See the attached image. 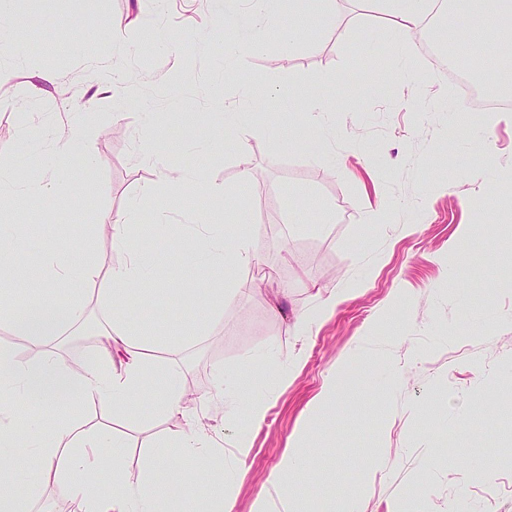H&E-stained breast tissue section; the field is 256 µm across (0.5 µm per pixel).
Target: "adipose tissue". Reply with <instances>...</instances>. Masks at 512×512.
Returning a JSON list of instances; mask_svg holds the SVG:
<instances>
[{
    "instance_id": "ef3b65f1",
    "label": "adipose tissue",
    "mask_w": 512,
    "mask_h": 512,
    "mask_svg": "<svg viewBox=\"0 0 512 512\" xmlns=\"http://www.w3.org/2000/svg\"><path fill=\"white\" fill-rule=\"evenodd\" d=\"M371 2L391 18L402 34L421 28L429 17L446 7L445 0ZM478 26L491 34L507 68L494 70L481 60L474 42V29ZM449 40L456 52L467 55L471 70L480 81L504 94L512 93V0H456ZM138 210V203H134L107 219L112 227V246L124 252L126 258L112 268L100 291L105 319L101 333L125 345L123 360L114 361L104 351L76 371L54 352L57 336L81 326L84 319L82 288L93 279L95 271L91 263L79 259L81 244H55L48 252L53 279L71 288V298L63 310L36 299L17 314L7 303L0 302V319L39 350L35 362L26 364L0 350V512H28L32 499L46 483L55 485L73 503V512H176L170 491L174 483L181 487L183 499L192 504L193 512H234L235 503L227 492L224 473L197 482L186 473L172 470L171 456L175 453L193 460L200 459L206 451L213 457L221 456V449L202 428L193 426L170 436L164 445L153 450L150 471L134 480L119 464L109 465L104 460L117 446L112 433H93L73 422L51 428L41 425L25 436L15 427L21 402H62L74 388L111 412L126 414L148 378L157 374L162 375L163 384L154 398L155 411L167 416L186 415L185 394L175 373L162 359L143 353L137 332L124 314L130 291L144 287L147 280L135 232ZM190 233L192 243L205 249L210 267L223 273L225 294L233 295L232 274L237 266L255 259L257 243L242 238L234 246H227L223 230L199 221L191 225ZM27 452L35 453L40 460L39 473L30 479L21 476L17 463L18 456ZM311 463L312 451L306 446L289 451L267 479L271 495L260 498L254 512H305L293 479L297 473L310 470Z\"/></svg>"
}]
</instances>
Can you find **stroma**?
I'll list each match as a JSON object with an SVG mask.
<instances>
[{
  "mask_svg": "<svg viewBox=\"0 0 512 512\" xmlns=\"http://www.w3.org/2000/svg\"><path fill=\"white\" fill-rule=\"evenodd\" d=\"M336 7L342 21L315 11L302 20L277 0L264 50L236 66L219 50L249 20H218L209 0H164L158 24L169 47L161 51L135 20L136 0H15L29 50L0 74V159L20 175L56 170L73 186L47 204L22 195L0 209V236L24 241L7 292L22 303L66 302L67 289L50 282L43 261L46 245L59 240L87 239V258L102 271L123 262L101 220L158 179L134 158L143 135L171 167L224 188L220 197L194 186L164 190L158 204H141L140 243L153 276L126 305L145 350L210 402L190 406L185 419L154 415L143 397L113 421L88 400L76 416L29 401L19 417L112 424L118 460L133 477L154 446L194 420L224 446L235 512H253L269 472L303 431L315 449L311 474L295 480L307 512H448L452 503L512 512V111L473 117L466 131L443 112L444 99L458 93L423 47L434 43L453 57L450 16L408 35L418 71L408 84L391 76L388 22L349 0ZM290 28L298 44L278 54ZM370 40L377 53H367ZM117 42L130 48L121 61L136 88L119 123L113 101L121 88L95 80ZM37 67L58 75L62 94L29 100L27 74ZM336 75L347 90L333 84ZM244 84L261 97L275 87L323 97L334 110L330 146L340 165L317 157L319 134L302 127L299 113L270 103L253 108L246 133L218 135L220 113L239 106ZM74 121L88 127L89 140L56 159L45 134ZM271 123L304 148L288 150L266 133ZM327 210L329 223L321 220ZM199 214L226 226L228 238L259 244L234 272L235 296L200 335L198 289L215 275L184 242ZM452 267L461 274L453 285ZM331 294L340 303L317 320L320 297ZM387 365L400 381L383 397L371 376ZM229 373L248 385V398L264 401L262 425L245 424L240 403L222 398ZM331 377L342 390L313 415ZM485 393L497 404L488 415L475 404ZM242 436L251 448L239 467L233 453Z\"/></svg>",
  "mask_w": 512,
  "mask_h": 512,
  "instance_id": "stroma-1",
  "label": "stroma"
}]
</instances>
